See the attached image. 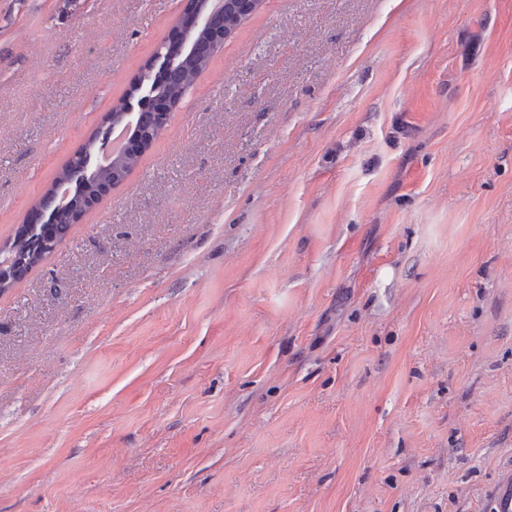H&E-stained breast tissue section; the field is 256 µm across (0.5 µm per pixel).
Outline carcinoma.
Instances as JSON below:
<instances>
[{"label":"carcinoma","instance_id":"carcinoma-1","mask_svg":"<svg viewBox=\"0 0 512 512\" xmlns=\"http://www.w3.org/2000/svg\"><path fill=\"white\" fill-rule=\"evenodd\" d=\"M249 14L251 11L242 0H224V9L211 14L206 30L198 31L182 22L177 38L180 50L175 53L174 63L165 68L161 80L154 82L155 98L169 103L181 100L217 53L215 35L227 31L234 21L240 17L245 19ZM161 132L160 114L156 109L136 113L132 146L112 157L107 166L99 165L89 171L87 160L96 145V137H91L75 158L61 169L52 187L31 209L26 221L18 226L9 244L0 249V279L6 278L12 285L50 254L79 219L77 213L86 212L99 188L124 181ZM75 181L78 182L77 189L66 204H60L57 201L58 187Z\"/></svg>","mask_w":512,"mask_h":512}]
</instances>
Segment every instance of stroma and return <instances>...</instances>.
<instances>
[{
	"mask_svg": "<svg viewBox=\"0 0 512 512\" xmlns=\"http://www.w3.org/2000/svg\"><path fill=\"white\" fill-rule=\"evenodd\" d=\"M186 0H0V243ZM512 0H264L0 292V512H491Z\"/></svg>",
	"mask_w": 512,
	"mask_h": 512,
	"instance_id": "35a3bbf8",
	"label": "stroma"
}]
</instances>
